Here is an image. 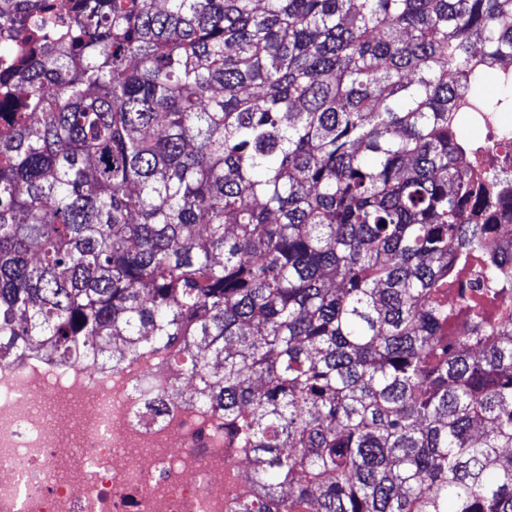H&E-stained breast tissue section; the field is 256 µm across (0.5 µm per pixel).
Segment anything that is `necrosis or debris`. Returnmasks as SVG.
I'll return each instance as SVG.
<instances>
[{
    "instance_id": "necrosis-or-debris-1",
    "label": "necrosis or debris",
    "mask_w": 512,
    "mask_h": 512,
    "mask_svg": "<svg viewBox=\"0 0 512 512\" xmlns=\"http://www.w3.org/2000/svg\"><path fill=\"white\" fill-rule=\"evenodd\" d=\"M168 354L0 356V512H237L256 487Z\"/></svg>"
}]
</instances>
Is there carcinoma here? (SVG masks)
<instances>
[{
	"instance_id": "carcinoma-1",
	"label": "carcinoma",
	"mask_w": 512,
	"mask_h": 512,
	"mask_svg": "<svg viewBox=\"0 0 512 512\" xmlns=\"http://www.w3.org/2000/svg\"><path fill=\"white\" fill-rule=\"evenodd\" d=\"M54 9L0 0V354L174 349L241 512H512V175L459 137L512 0Z\"/></svg>"
}]
</instances>
